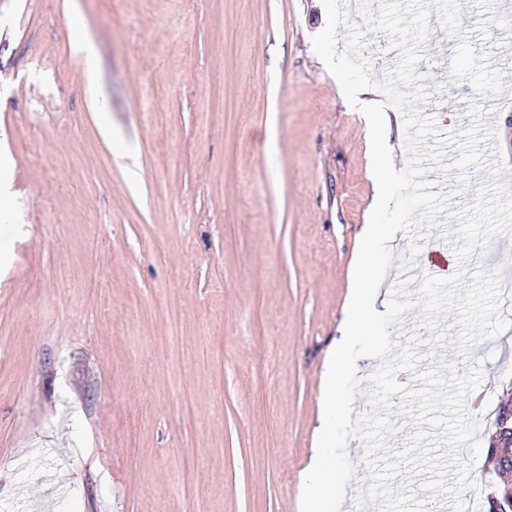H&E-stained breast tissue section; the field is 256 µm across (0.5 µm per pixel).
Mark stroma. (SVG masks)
Wrapping results in <instances>:
<instances>
[{
	"label": "stroma",
	"mask_w": 512,
	"mask_h": 512,
	"mask_svg": "<svg viewBox=\"0 0 512 512\" xmlns=\"http://www.w3.org/2000/svg\"><path fill=\"white\" fill-rule=\"evenodd\" d=\"M326 22L322 0H0V198L27 208L0 213V512H301L373 197L363 115L312 48ZM429 24L416 70L447 89L423 112L452 132L475 92ZM489 36L512 187V36ZM470 359L485 443L512 328Z\"/></svg>",
	"instance_id": "1"
}]
</instances>
